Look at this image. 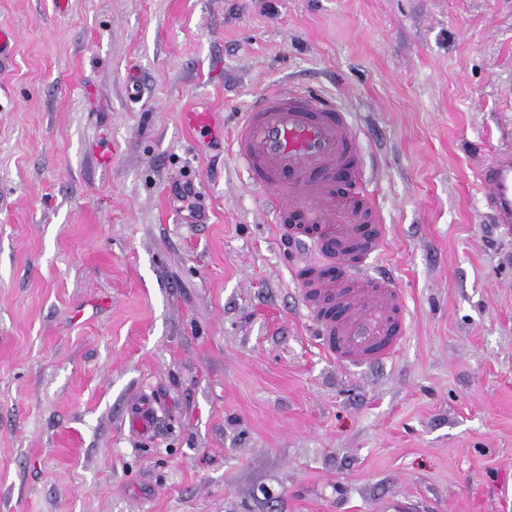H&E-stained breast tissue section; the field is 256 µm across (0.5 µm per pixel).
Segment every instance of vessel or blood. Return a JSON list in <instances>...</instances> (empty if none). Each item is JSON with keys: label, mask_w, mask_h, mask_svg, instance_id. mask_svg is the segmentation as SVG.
I'll return each instance as SVG.
<instances>
[{"label": "vessel or blood", "mask_w": 512, "mask_h": 512, "mask_svg": "<svg viewBox=\"0 0 512 512\" xmlns=\"http://www.w3.org/2000/svg\"><path fill=\"white\" fill-rule=\"evenodd\" d=\"M231 156L251 187L270 194L279 240L309 253L294 263L293 279L322 353L360 368L392 360L407 334V306L388 277L363 272L380 257L387 227L366 187L350 113L311 87L267 90L240 113ZM479 181L486 208L511 233L512 149L496 152ZM126 422L151 435L154 399L132 402Z\"/></svg>", "instance_id": "1"}]
</instances>
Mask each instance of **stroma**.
Instances as JSON below:
<instances>
[{
	"instance_id": "35a3bbf8",
	"label": "stroma",
	"mask_w": 512,
	"mask_h": 512,
	"mask_svg": "<svg viewBox=\"0 0 512 512\" xmlns=\"http://www.w3.org/2000/svg\"><path fill=\"white\" fill-rule=\"evenodd\" d=\"M0 29V512H512V237L478 180L512 0H0ZM291 83L360 132L367 271L411 311L382 367L321 354L230 156ZM155 400L137 399L126 412V422L131 432L140 436H150L155 426Z\"/></svg>"
}]
</instances>
